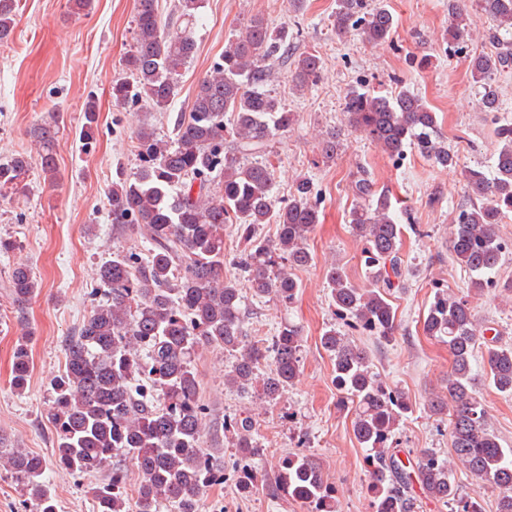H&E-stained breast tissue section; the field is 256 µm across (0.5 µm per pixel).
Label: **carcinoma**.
<instances>
[{
    "mask_svg": "<svg viewBox=\"0 0 512 512\" xmlns=\"http://www.w3.org/2000/svg\"><path fill=\"white\" fill-rule=\"evenodd\" d=\"M448 3V46L455 47L467 40L469 29L455 0ZM202 4L178 0L176 19L163 24L157 0H135L133 43L123 59L131 79L112 83L114 105L146 102L157 112L168 109L196 50ZM476 6L496 28L488 35L492 50L470 56L468 70L471 82L482 89L483 111L497 112L496 77L512 69V0H476ZM17 8L18 0H0L1 44L13 39ZM331 26L340 39L357 31L377 45L390 39L396 22L383 6L369 10L365 0H336ZM287 46L288 29L253 16L199 82L189 112L175 120L172 140L141 126L135 138L146 165L130 177L118 176L112 186V223L139 225L151 249L145 260L117 254L96 272L109 303L93 309L69 337L65 372L53 379L51 416L58 466L90 473L119 453L129 458L140 477L135 512H199L200 495L224 479L220 464L204 448L205 408L192 364L196 352L219 348L234 354L224 385L241 394L254 387L259 365L266 363L262 395L270 401L279 399L301 372V329L285 323L265 344L248 329L242 294L246 288L257 299L293 304L299 284L291 270L310 263L308 239L319 223L308 179L297 180L288 203L279 206L272 167L243 162L265 152L270 138L293 121L281 101L263 90L275 78L274 65ZM320 70V58L307 53L296 61L292 82L300 87L313 83ZM82 112L80 136L88 151L95 140L96 100H87ZM344 112L351 127L393 159L411 149L443 169L458 166V154L439 135L436 113L411 91L388 98L353 88L345 96ZM59 132L56 121L42 118L32 129L41 171L51 181L58 173ZM496 135L493 177L480 167L464 169L468 203L450 231L451 250L471 273L470 288L478 293L491 284L504 253L496 225L512 213V123L499 125ZM27 167L23 156L0 164V185L17 184ZM215 172L220 177L216 191L211 188ZM351 190L357 203L349 224L367 241L363 261L372 286L352 283L333 264L326 272L328 288L343 326L390 342L397 316L387 290L394 287L392 275L404 283L402 225L388 195L369 176L359 175ZM226 224L239 232L242 249L236 259L246 273L243 284L224 276ZM262 224L277 225L275 238L258 233ZM36 288L31 268L15 266L14 300L27 301ZM488 331L468 301L445 290L435 293L423 332L448 345L452 364L446 395L431 400L428 408L449 416L455 459L499 490L497 512H512V448L498 443L488 426V410L473 392L472 361ZM29 335L23 333L13 353L19 390L31 371ZM321 344L332 356L336 388L351 401L354 436L369 451L373 512H414L416 486L451 505V512H480L459 495L451 462L433 452L414 458L394 441L408 405L401 393L374 377L367 351L334 326L324 331ZM482 358L496 391L512 397V347L487 343ZM229 428L233 447L244 455L257 450L251 416L224 424ZM0 463L29 494L35 512H56L43 458L15 449L1 453ZM236 473L242 489L258 484L250 465H240ZM126 483L125 468L112 466L108 479L91 488L97 512H126ZM275 488L304 504L307 512H337L335 486L305 457L286 456L279 462Z\"/></svg>",
    "mask_w": 512,
    "mask_h": 512,
    "instance_id": "carcinoma-1",
    "label": "carcinoma"
}]
</instances>
